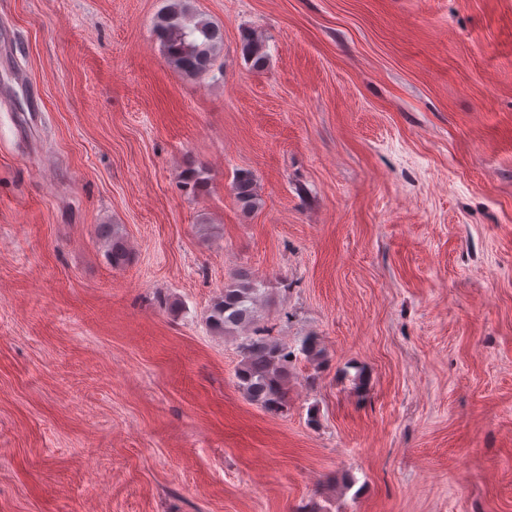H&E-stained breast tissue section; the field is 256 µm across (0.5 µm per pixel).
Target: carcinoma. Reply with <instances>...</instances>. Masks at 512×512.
Listing matches in <instances>:
<instances>
[{"label": "carcinoma", "mask_w": 512, "mask_h": 512, "mask_svg": "<svg viewBox=\"0 0 512 512\" xmlns=\"http://www.w3.org/2000/svg\"><path fill=\"white\" fill-rule=\"evenodd\" d=\"M153 33L161 42L168 63L189 77L201 76L214 69L224 41L220 29L196 14L188 0H168L164 11L153 24ZM241 54L255 69L265 64L263 43L251 33L242 37ZM231 188L243 212L249 213L259 207L261 195L252 172L237 171ZM100 235L109 243L108 259L112 266L125 265L128 249L119 228L114 224H103ZM260 296V284L247 272H239L234 282L224 287V293L213 304L209 315L211 327L226 334L253 325ZM299 353L317 364L324 359V352L314 336L306 338L296 350L261 335L258 329L254 330L253 335L245 337L241 344V360L235 372L238 388L249 401L266 411L286 410L289 365Z\"/></svg>", "instance_id": "cac0c4a2"}]
</instances>
